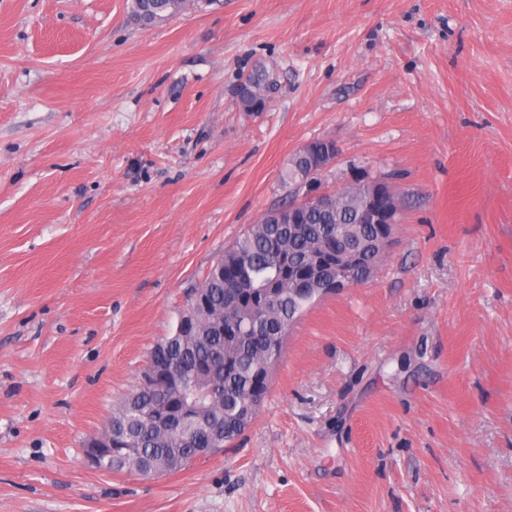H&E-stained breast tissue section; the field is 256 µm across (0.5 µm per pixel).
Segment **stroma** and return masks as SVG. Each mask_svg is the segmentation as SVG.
<instances>
[{"label": "stroma", "instance_id": "1", "mask_svg": "<svg viewBox=\"0 0 512 512\" xmlns=\"http://www.w3.org/2000/svg\"><path fill=\"white\" fill-rule=\"evenodd\" d=\"M0 0V512H512V0ZM279 79L262 112L246 73ZM318 187L388 176L374 279L291 328L235 448L167 475L84 446L191 288ZM208 0H132V13H140L152 26L167 22L189 9L201 8ZM274 71L266 67L256 68L248 82L238 90L237 97L240 106L247 112H262L267 107L271 84L269 80ZM332 154L329 156V148L327 139H316L306 144L307 149L302 150L299 148L289 158L281 173V184L283 188L289 191L290 194L298 192L295 191V185L302 182L308 175V161L311 156L318 155L324 156V162L330 163L336 157V143L332 140Z\"/></svg>", "mask_w": 512, "mask_h": 512}]
</instances>
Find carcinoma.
<instances>
[{
	"mask_svg": "<svg viewBox=\"0 0 512 512\" xmlns=\"http://www.w3.org/2000/svg\"><path fill=\"white\" fill-rule=\"evenodd\" d=\"M206 3L131 0V11L155 27ZM273 76L263 66L250 74L237 92L244 111L265 110ZM314 155L327 164L336 157L325 139L296 150L281 173L289 193L307 177ZM368 193L367 183L358 180L330 194L324 207L313 201L297 205L294 220L284 224L271 223L272 210L224 250L220 262L189 291L190 316L180 313L175 331L148 352L138 384H152V394L139 401L131 392L113 404L101 434L119 429L121 436L112 439L108 472L176 473L200 448L211 456L234 446L269 393L270 363L282 356L289 321L326 296L303 289L330 274L335 281L352 277L366 283L380 269L386 257L382 240L394 225L361 221ZM176 403L207 424L167 432L144 417L146 409Z\"/></svg>",
	"mask_w": 512,
	"mask_h": 512,
	"instance_id": "carcinoma-1",
	"label": "carcinoma"
}]
</instances>
